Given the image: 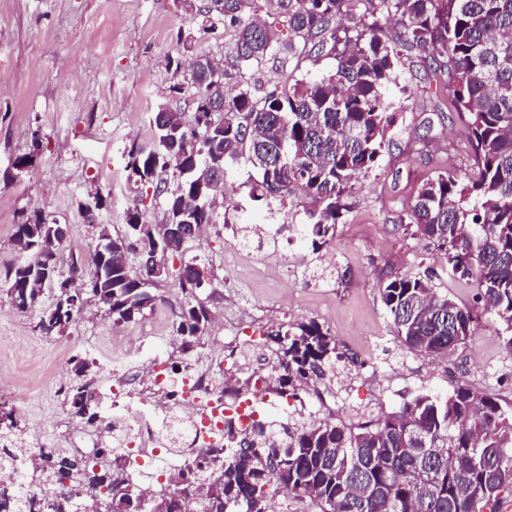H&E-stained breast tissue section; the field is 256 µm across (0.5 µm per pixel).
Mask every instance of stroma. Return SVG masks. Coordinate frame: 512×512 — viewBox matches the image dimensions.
Instances as JSON below:
<instances>
[{"label":"stroma","instance_id":"stroma-1","mask_svg":"<svg viewBox=\"0 0 512 512\" xmlns=\"http://www.w3.org/2000/svg\"><path fill=\"white\" fill-rule=\"evenodd\" d=\"M188 34L190 42L179 41ZM234 36L232 26L207 29L183 0H0V273L23 255L14 242V226L39 212L68 225L58 254L60 266L71 259L90 264L100 231L123 235L128 208L139 206L147 223L164 221L162 198L136 188L127 178L126 150L148 144L150 117L161 105L191 112L184 95L172 92L188 78L190 58L222 60ZM395 90L404 112L379 159L359 178L336 235L318 257L297 235L278 241L281 266L259 264L244 271L225 223L266 224L277 228L282 216H270L265 204L240 188L250 170L228 168L216 197L220 220L203 227L189 242L186 257L204 263L210 287L199 294L212 313L226 311L238 334L317 322L334 336L340 351L356 364L336 366V379L350 387L341 414L349 420L396 410L409 394L448 392L464 383L512 405V353L492 314L475 301L476 285L451 275L441 251L422 238L405 234L400 218L418 189L439 173L470 174L467 131L437 92L430 54L404 52ZM333 58L311 52L290 59L286 68L262 67L265 89H286L306 74L333 70ZM33 160L15 169L17 157ZM101 195L104 206L96 225L85 222L79 205ZM431 278L440 292L470 309L476 328L465 345L445 359L407 351L396 338L378 284L390 276ZM36 312L17 310L0 290V337L34 339L38 352L23 379L46 386L70 378L71 360L84 356L74 339L116 331L137 336L153 331L152 353L178 364L167 328L153 324L152 312L119 326L101 305L85 304L59 337L38 335ZM396 375L397 390L366 392L362 383L373 369Z\"/></svg>","mask_w":512,"mask_h":512}]
</instances>
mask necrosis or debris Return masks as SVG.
Masks as SVG:
<instances>
[{
    "instance_id": "necrosis-or-debris-1",
    "label": "necrosis or debris",
    "mask_w": 512,
    "mask_h": 512,
    "mask_svg": "<svg viewBox=\"0 0 512 512\" xmlns=\"http://www.w3.org/2000/svg\"><path fill=\"white\" fill-rule=\"evenodd\" d=\"M252 336L230 341L210 363L184 359L178 369L153 358L145 367L144 381L164 396L165 407L133 393H113L116 411L103 412L95 429L74 428L65 438L37 439L27 453L35 458L49 448L60 455L86 454L93 449L119 444L134 475V490L143 493L161 475L183 470L201 449L221 446L224 422L234 419L239 427L252 428L259 421V406L268 402L265 380L249 374L238 389L224 388L219 376L237 369L238 344H255Z\"/></svg>"
}]
</instances>
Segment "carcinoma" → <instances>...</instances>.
<instances>
[{"label": "carcinoma", "instance_id": "cac0c4a2", "mask_svg": "<svg viewBox=\"0 0 512 512\" xmlns=\"http://www.w3.org/2000/svg\"><path fill=\"white\" fill-rule=\"evenodd\" d=\"M288 38L254 18L258 0H205L198 13L207 22L236 27L224 63L196 56L188 94L191 120L161 105L153 113L152 140L127 151L128 180L163 186L165 223H216L215 177L244 164L253 170L240 190L249 199L281 206L301 191L311 200L300 238L317 251L336 234L348 209L353 181L368 175L404 110L393 98L401 52L416 49L446 57L448 107L469 135L472 175L447 172L420 188L404 232L424 237L443 253L453 273L476 278V302L497 317L512 352V0H379L381 17L340 27L349 0H278ZM396 19L399 33L382 37V21ZM326 51L336 67L297 81L284 92L268 91L252 78L232 96L224 92L229 71H259L267 61L290 58L308 46ZM172 173L173 184L162 175ZM65 224L36 213L15 225L32 258L6 270V295L20 311H32L42 294L37 283L51 270ZM155 225L128 210L125 235L112 252L97 253L90 278L92 297L112 310L115 325L152 310L163 297L151 290ZM139 255L138 270L127 257ZM198 259L181 262V288L196 298ZM391 326L410 352L446 358L474 332L475 318L430 279L395 276L379 283ZM61 305L37 316L36 331L60 336L81 312ZM211 312L198 301L175 313L173 333L189 356L208 333ZM270 351L266 390L281 397L309 392L343 359L336 339L314 321L263 332ZM285 363L288 371L277 366ZM68 386L72 413L93 424L99 401L94 371L73 365ZM0 433L16 444L0 448V466L27 453L16 414L0 401ZM39 483L53 488V512H70L83 495L112 505V512H142L133 475L116 448L97 457L42 453ZM200 491V512H274L273 499L307 501L313 512H507L512 505V406L458 385L439 395L422 392L397 411L357 424L312 419L295 429L276 420L241 430L224 425V446L211 448L189 471L175 474L156 491L159 512H181L190 487ZM40 488L22 495L0 484V512H27Z\"/></svg>", "mask_w": 512, "mask_h": 512}]
</instances>
